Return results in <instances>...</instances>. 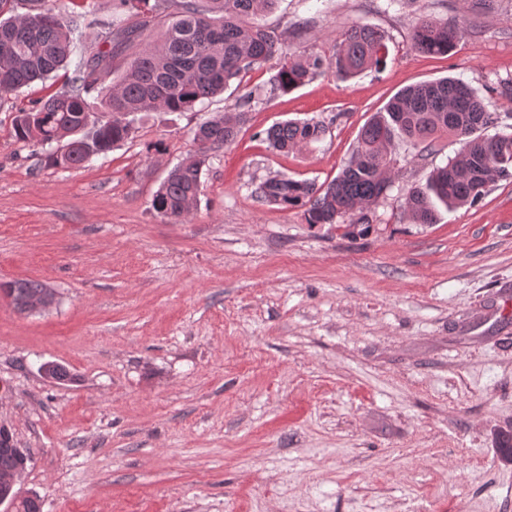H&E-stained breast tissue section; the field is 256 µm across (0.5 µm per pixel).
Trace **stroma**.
Masks as SVG:
<instances>
[{"label": "stroma", "instance_id": "35a3bbf8", "mask_svg": "<svg viewBox=\"0 0 512 512\" xmlns=\"http://www.w3.org/2000/svg\"><path fill=\"white\" fill-rule=\"evenodd\" d=\"M467 17L449 55L411 40L421 16ZM265 23L328 56L353 24L386 35L377 72L282 92L268 61L198 112H142L133 134L77 169L16 141L15 112L72 71L0 101V283L37 279L56 306L0 297V428L30 459L17 485L43 512H512V183L413 224L408 188L460 144L442 137L399 173L369 223H306L259 200L275 174L324 186L360 128L404 87L444 77L512 123V0H278ZM251 97L211 153L193 214L151 207L196 126ZM327 127L281 153L266 130ZM66 375H46L44 364Z\"/></svg>", "mask_w": 512, "mask_h": 512}]
</instances>
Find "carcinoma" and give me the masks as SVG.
Listing matches in <instances>:
<instances>
[{
    "mask_svg": "<svg viewBox=\"0 0 512 512\" xmlns=\"http://www.w3.org/2000/svg\"><path fill=\"white\" fill-rule=\"evenodd\" d=\"M277 0H113L114 17L104 34L85 41L75 63L72 88L53 93L14 116L16 140L34 141L46 150L45 163L64 169L80 168L127 140L132 117L140 112H189L224 92L230 83L257 65L279 57L273 84L284 91L297 89L332 69L341 78L379 71L385 58V35L369 24H355L336 37L332 55L307 57L283 51L263 21ZM172 9L160 39L130 58L124 70L112 73V59L124 52L142 32L129 24L134 12L151 5ZM26 12L19 13V6ZM84 16L64 19L49 0H0V99L37 81L44 82L72 63ZM467 31L462 19L422 17L411 35L413 46L425 54L448 55ZM100 95V111L112 120L89 118L86 95ZM245 101L201 123L194 133L196 149L171 170L155 192L151 206L163 220L179 224L197 206L201 176L208 155L231 143L248 122ZM497 127V113L471 85L453 78L408 87L361 128L357 145L339 175L326 187L275 175L255 189L265 202L304 208L308 224L348 222L355 228L370 223L372 210L385 199L396 175L401 143L423 159L436 152L444 135L461 144L456 155L434 169L426 182L412 186L404 210L413 224H434L437 204L453 209L481 202L499 181L512 182V132ZM320 121H285L267 130V140L279 152L322 140ZM20 313L50 288L35 279L0 285ZM27 453L10 436L0 434V477L23 472ZM15 512H42L35 497H21Z\"/></svg>",
    "mask_w": 512,
    "mask_h": 512,
    "instance_id": "1",
    "label": "carcinoma"
}]
</instances>
